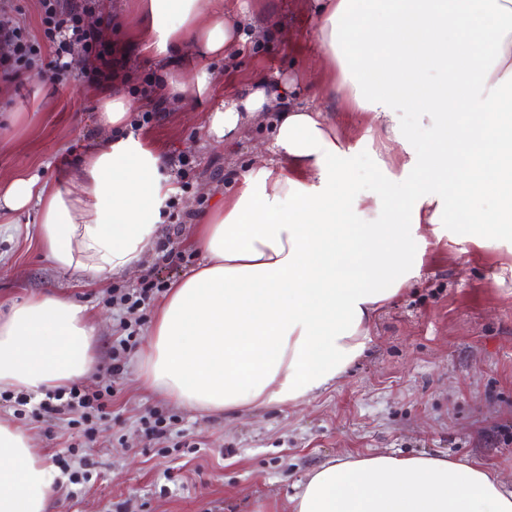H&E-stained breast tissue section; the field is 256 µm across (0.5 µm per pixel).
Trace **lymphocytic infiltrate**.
Segmentation results:
<instances>
[{
	"mask_svg": "<svg viewBox=\"0 0 512 512\" xmlns=\"http://www.w3.org/2000/svg\"><path fill=\"white\" fill-rule=\"evenodd\" d=\"M41 38L20 26L0 19V80L15 82L29 75L43 48L53 57L47 64L54 80L72 70L88 83L111 86L125 63L115 44L103 36L101 27L86 24L96 0H39ZM112 396L111 389L89 391L79 386L47 392L39 405L49 416L72 417L86 439H93L96 425Z\"/></svg>",
	"mask_w": 512,
	"mask_h": 512,
	"instance_id": "lymphocytic-infiltrate-1",
	"label": "lymphocytic infiltrate"
}]
</instances>
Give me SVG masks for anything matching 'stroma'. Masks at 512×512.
<instances>
[{
  "instance_id": "stroma-1",
  "label": "stroma",
  "mask_w": 512,
  "mask_h": 512,
  "mask_svg": "<svg viewBox=\"0 0 512 512\" xmlns=\"http://www.w3.org/2000/svg\"><path fill=\"white\" fill-rule=\"evenodd\" d=\"M254 16L278 23L228 59L212 60L216 94L277 73L296 78L300 99L317 61L311 0H246ZM0 97V178L17 172L59 183L103 135L95 114L100 92L70 73L8 84ZM213 102L156 113L143 130L185 175L177 218L162 242L181 261H148L145 270L89 284L57 269L37 237L34 212L19 213L0 233V315L29 295L50 291L86 305L100 319L93 349L99 363L84 387H111L112 399L92 443L66 421L33 416L37 401L17 408L0 400V417L26 429L36 450L57 460L61 481L54 512H255L272 500L287 512L293 486L327 459L354 455L445 454L481 461L512 479V239L480 246L465 234L430 251L419 278L374 319L364 355L336 384L290 404L237 416L199 413L143 391L136 358L120 378L107 370L122 331L116 288L144 278L173 282L200 262L196 219L224 201L231 171L267 156L265 119L245 121L222 141H204L199 126ZM376 144L362 141L349 166L352 196L395 202L397 181L379 175ZM171 416L166 439H149L141 419ZM88 471L73 484L68 476Z\"/></svg>"
}]
</instances>
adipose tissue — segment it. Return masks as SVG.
<instances>
[{
  "label": "adipose tissue",
  "instance_id": "ef3b65f1",
  "mask_svg": "<svg viewBox=\"0 0 512 512\" xmlns=\"http://www.w3.org/2000/svg\"><path fill=\"white\" fill-rule=\"evenodd\" d=\"M320 88L364 138L401 147L394 208L347 187L354 148L319 98L300 102L285 79L224 94L201 126L233 133L272 110L270 159L242 173L223 205L200 217L198 269L169 288L151 323L138 379L178 404L236 413L298 402L326 389L365 351L376 312L420 274L428 249L456 232L488 245L512 232V0H316ZM132 31L165 68L149 102L212 95L211 59L252 36L238 0H139ZM416 110L434 130L416 146L401 123ZM132 106L109 96L96 121L112 138L62 184L20 173L0 179V223L32 210L60 270L101 281L141 268L179 187L168 158L135 130ZM490 196L493 210L474 208ZM97 321L87 306L34 294L0 319V388L35 396L92 374ZM47 457L0 419V512H51ZM289 512H512V484L479 462L433 455L335 457L310 471Z\"/></svg>",
  "mask_w": 512,
  "mask_h": 512
}]
</instances>
